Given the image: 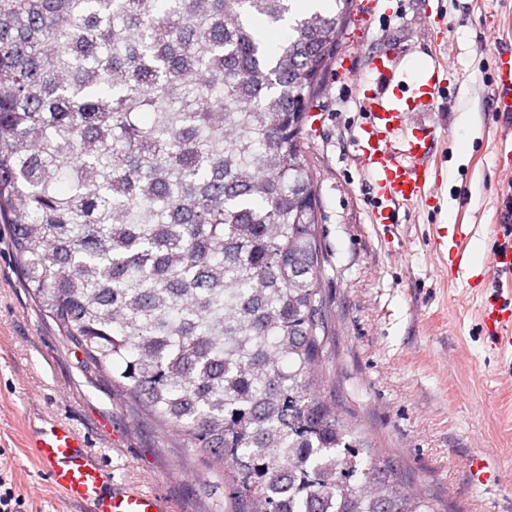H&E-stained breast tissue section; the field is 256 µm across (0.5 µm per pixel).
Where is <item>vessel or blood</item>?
Here are the masks:
<instances>
[{"mask_svg": "<svg viewBox=\"0 0 512 512\" xmlns=\"http://www.w3.org/2000/svg\"><path fill=\"white\" fill-rule=\"evenodd\" d=\"M389 87V95L367 94L363 109L368 122L356 139L364 165L382 201L374 221H392L389 206L422 196L429 180L426 157L435 138L431 131L407 133L411 112L434 111L435 90L446 84L447 75L433 70L426 83L414 85L407 70L375 59L371 63ZM495 110L512 117V59L501 58L495 78ZM494 274L512 280V238L502 241L491 262ZM484 322L493 348L512 347V302L492 300L484 306ZM31 446L38 464L53 488L71 504L86 512H171L170 503L159 493L109 482L103 465L88 451L83 436L73 427L54 424L38 428Z\"/></svg>", "mask_w": 512, "mask_h": 512, "instance_id": "obj_1", "label": "vessel or blood"}]
</instances>
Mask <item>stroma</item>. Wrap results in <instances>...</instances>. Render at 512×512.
<instances>
[{
  "instance_id": "obj_1",
  "label": "stroma",
  "mask_w": 512,
  "mask_h": 512,
  "mask_svg": "<svg viewBox=\"0 0 512 512\" xmlns=\"http://www.w3.org/2000/svg\"><path fill=\"white\" fill-rule=\"evenodd\" d=\"M445 14L438 32L429 20ZM512 49V0H378L370 22L353 18L339 37L350 73L330 68L306 123L325 262L322 288L330 327L326 366L336 395L410 477L447 512H512V351L491 348L482 329L494 285L491 251L512 198V129L495 112L497 56ZM440 68L448 87L435 112L410 127L434 126L425 193L397 206L394 228L373 223L371 176L353 141L367 115L364 91H380L373 56ZM462 236L472 260L451 273L431 248ZM67 423L85 436L115 479L155 490L173 512H227L223 483L200 453L158 435L134 412L125 390L98 375L81 350L35 306L19 276L10 230L0 224V475L12 480L29 512H80L52 488L29 444L40 420ZM485 456L487 485L469 478Z\"/></svg>"
}]
</instances>
